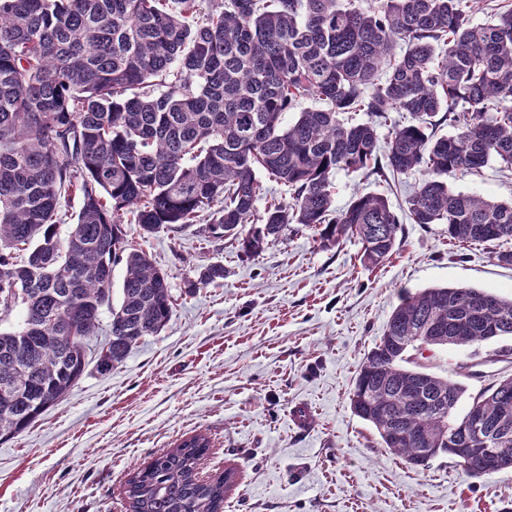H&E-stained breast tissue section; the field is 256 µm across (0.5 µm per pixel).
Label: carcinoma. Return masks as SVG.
Segmentation results:
<instances>
[{
  "label": "carcinoma",
  "mask_w": 512,
  "mask_h": 512,
  "mask_svg": "<svg viewBox=\"0 0 512 512\" xmlns=\"http://www.w3.org/2000/svg\"><path fill=\"white\" fill-rule=\"evenodd\" d=\"M473 0H0V439L23 433L77 384L112 291L126 273L97 368L122 365L159 333L173 296L164 273L128 243L198 225L244 253L297 224L322 246L356 238L375 268L396 251L400 218L379 194L333 209L336 172L419 175L405 199L413 224L448 239L512 243V201L454 191L444 176L512 170V10L473 24ZM323 109L283 116L303 98ZM345 112L369 121L349 123ZM390 112L410 121L380 134ZM454 132L436 136L432 118ZM262 171L283 188L263 211ZM79 210L66 238L62 193ZM209 214L207 223L201 217ZM224 265L189 287L218 284ZM512 336V299L478 288H427L400 299L362 363L350 397L381 445L426 468L446 454L480 478L512 468V376L472 397L503 449L496 469L452 446L468 414L462 385L421 370L412 352L478 347ZM196 435L126 481L129 512H224L232 468L208 480Z\"/></svg>",
  "instance_id": "carcinoma-1"
}]
</instances>
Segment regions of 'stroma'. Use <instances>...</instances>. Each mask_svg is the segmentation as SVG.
<instances>
[{"label":"stroma","instance_id":"obj_1","mask_svg":"<svg viewBox=\"0 0 512 512\" xmlns=\"http://www.w3.org/2000/svg\"><path fill=\"white\" fill-rule=\"evenodd\" d=\"M447 180L457 191L512 199V174L494 166ZM415 182L412 174L385 182L341 171L334 205L343 209L360 191L396 209ZM124 230L165 273L170 319L109 373L89 352L70 393L0 441V512H127L130 473L197 434L210 442L198 463L203 475L237 471L224 512H512V469L471 478L445 455L413 468L350 408L359 367L402 295L448 286L512 298V266L491 247L461 246L447 225L405 219L398 250L369 269L357 239L325 248L308 230L288 231L249 257L192 226L150 236L135 224ZM216 261L223 282L189 289L197 267ZM504 346L512 348L511 337L477 351L436 349L420 363L465 387L462 413L512 373L495 356ZM297 406L309 408V427L294 424Z\"/></svg>","mask_w":512,"mask_h":512}]
</instances>
